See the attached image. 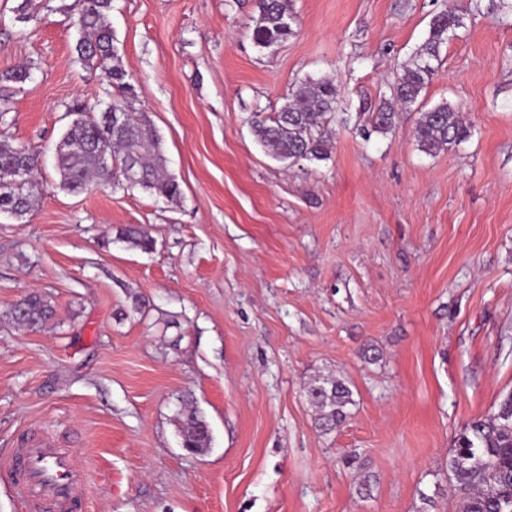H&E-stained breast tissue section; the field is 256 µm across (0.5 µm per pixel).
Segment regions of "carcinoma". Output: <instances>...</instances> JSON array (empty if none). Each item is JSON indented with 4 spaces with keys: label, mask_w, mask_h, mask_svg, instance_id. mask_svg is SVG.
I'll return each instance as SVG.
<instances>
[{
    "label": "carcinoma",
    "mask_w": 512,
    "mask_h": 512,
    "mask_svg": "<svg viewBox=\"0 0 512 512\" xmlns=\"http://www.w3.org/2000/svg\"><path fill=\"white\" fill-rule=\"evenodd\" d=\"M76 42L77 60L96 64L106 73L104 96L111 99L98 113L84 100L66 108L73 117L55 155L60 176L59 188L81 194L95 188L123 185L152 192L171 203L181 199L180 184L165 168L161 140L146 113L138 111V93L116 54L109 14L112 0H79ZM258 17L252 30L254 43L270 48L295 35L296 22L291 0H256ZM464 26L463 14L441 11L429 22L428 35L411 55L391 87V98L371 113L374 129H392L396 108L409 109L418 102L434 78L441 48ZM124 106L123 120H109L113 106ZM337 88L329 78H307L292 89L273 117L257 112L251 125L257 140L283 161H322L327 158L328 120L336 112ZM469 135L462 116L446 102L419 113L415 138L420 150L435 155L448 151ZM111 153L112 165H102L98 150ZM38 156L29 148L0 138V180L16 183L0 189V215L22 217L33 210L38 197L32 181L38 172ZM119 238L144 252L153 240L140 228L127 225ZM51 303L38 293L20 300L12 310L19 329L45 326L54 316ZM307 401L315 410L319 427L327 432L349 416L353 392L343 380L333 376L314 378L307 389ZM182 443L186 448L205 451L210 430L190 400L182 401L178 413ZM448 470L456 480L459 512H512V392L503 396L497 409L467 425L457 436L448 458Z\"/></svg>",
    "instance_id": "cac0c4a2"
}]
</instances>
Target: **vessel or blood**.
I'll return each instance as SVG.
<instances>
[{"instance_id": "b4317fda", "label": "vessel or blood", "mask_w": 512, "mask_h": 512, "mask_svg": "<svg viewBox=\"0 0 512 512\" xmlns=\"http://www.w3.org/2000/svg\"><path fill=\"white\" fill-rule=\"evenodd\" d=\"M31 512H77L84 499V466L65 448L35 444L0 459Z\"/></svg>"}]
</instances>
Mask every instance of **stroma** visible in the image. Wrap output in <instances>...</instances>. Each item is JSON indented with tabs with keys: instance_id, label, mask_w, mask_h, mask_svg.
Segmentation results:
<instances>
[{
	"instance_id": "1",
	"label": "stroma",
	"mask_w": 512,
	"mask_h": 512,
	"mask_svg": "<svg viewBox=\"0 0 512 512\" xmlns=\"http://www.w3.org/2000/svg\"><path fill=\"white\" fill-rule=\"evenodd\" d=\"M0 0V136L40 157L39 202L0 216V458L34 439L88 474L83 512H456L448 457L512 392V16L470 0H293L295 34L258 48L254 0H112L110 22L179 203L59 187L66 106L102 94L77 62L74 0ZM465 12L418 106L370 113L433 15ZM28 68L25 82L3 74ZM331 77L322 161L254 137L291 86ZM471 135L419 150L421 108ZM136 225L144 252L120 240ZM55 308L19 329L29 292ZM317 374L355 400L325 433ZM190 397L211 444L190 453Z\"/></svg>"
}]
</instances>
